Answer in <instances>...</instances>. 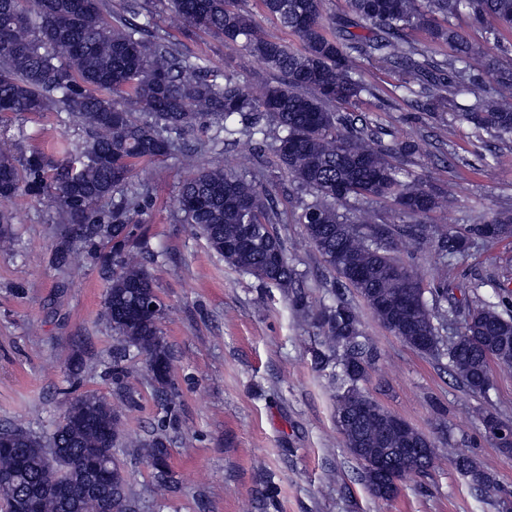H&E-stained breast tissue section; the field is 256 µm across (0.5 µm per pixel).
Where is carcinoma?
<instances>
[{
	"label": "carcinoma",
	"mask_w": 512,
	"mask_h": 512,
	"mask_svg": "<svg viewBox=\"0 0 512 512\" xmlns=\"http://www.w3.org/2000/svg\"><path fill=\"white\" fill-rule=\"evenodd\" d=\"M349 16L329 20L323 0H262L264 13L291 41L266 35L240 0H172L184 27L224 39L278 73L277 79L244 84L209 58L182 51L152 30L146 6L134 3L131 22L112 16L107 0H0V133L6 122L27 113L63 111L86 131L78 143L53 145L56 161L42 150L16 160L0 154V199L48 197L59 225L51 262L70 266L84 251L107 283L104 319L120 336L109 366L112 383L124 394L129 362L158 384L161 412L151 434L130 444L166 489L174 488L168 433L179 423V394L171 377L172 352L162 336L164 308L149 266L153 250L135 217L148 208L149 186L137 180L140 165L172 158L192 171L179 190L180 221L192 225L211 250L233 269L287 294L304 310L300 274L275 224L280 217L272 193L221 165L193 167L203 151L218 153L245 136L271 140V150L289 181L308 191L295 221L309 246L333 275L332 299L311 315L322 350L314 364L336 397V424L351 454L370 448L382 456L417 439L423 460L408 465L423 475L435 460V442L415 428L400 432L359 415L370 406L388 410L364 388L374 359L361 330L354 294L390 333L414 350L447 360L446 368L472 394L488 392L493 367L512 370V303L504 298L476 306L448 295L447 279L430 289L394 252L407 238L430 244L443 262L463 255L477 239L496 240L490 227L512 234V209L494 211L476 224L450 231L416 220L454 203L450 190L433 191L397 164L429 154L416 141L395 142L360 115L339 110L376 89L356 78L357 62L395 68L401 87L422 98L425 110L449 104L484 133L498 150L512 151V58L500 31H512V0H347ZM469 16L498 27L486 41L497 54L488 61L490 96L473 104L483 78L468 73V59L481 53L446 20ZM422 29L433 42L448 44L441 58L409 37ZM210 123L202 141L196 131ZM354 201L352 214L339 207ZM374 201L389 203L410 224H389ZM9 217L0 215V250H15ZM464 315L462 330L441 331ZM118 412L96 392L67 397L61 420L45 436L18 427L0 428L12 442L0 452V512L34 498L39 512H141L130 479L116 457L124 446ZM486 432L502 451L512 452V421L483 417ZM448 461L479 490L495 480L470 457L448 452ZM370 494H379L370 459L360 460Z\"/></svg>",
	"instance_id": "obj_1"
}]
</instances>
